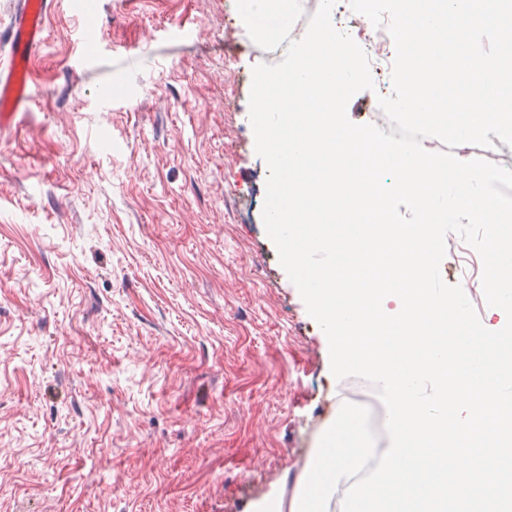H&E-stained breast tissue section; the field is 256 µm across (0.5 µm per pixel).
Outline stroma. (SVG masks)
<instances>
[{"instance_id": "35a3bbf8", "label": "stroma", "mask_w": 512, "mask_h": 512, "mask_svg": "<svg viewBox=\"0 0 512 512\" xmlns=\"http://www.w3.org/2000/svg\"><path fill=\"white\" fill-rule=\"evenodd\" d=\"M0 135V512L289 508L336 414L228 0H52Z\"/></svg>"}]
</instances>
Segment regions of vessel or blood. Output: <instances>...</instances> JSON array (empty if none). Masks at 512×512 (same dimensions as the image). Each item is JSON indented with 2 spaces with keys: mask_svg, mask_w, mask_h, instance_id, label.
I'll return each mask as SVG.
<instances>
[{
  "mask_svg": "<svg viewBox=\"0 0 512 512\" xmlns=\"http://www.w3.org/2000/svg\"><path fill=\"white\" fill-rule=\"evenodd\" d=\"M49 11L50 0H23L11 18L5 35L9 59L0 64V130L8 128L14 116L29 111L37 102L33 60L44 41Z\"/></svg>",
  "mask_w": 512,
  "mask_h": 512,
  "instance_id": "1",
  "label": "vessel or blood"
}]
</instances>
